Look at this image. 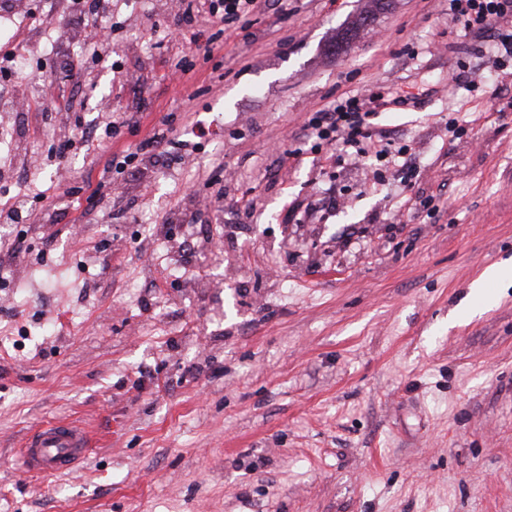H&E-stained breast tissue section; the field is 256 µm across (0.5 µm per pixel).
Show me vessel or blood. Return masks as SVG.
Returning <instances> with one entry per match:
<instances>
[{
    "label": "vessel or blood",
    "instance_id": "b4317fda",
    "mask_svg": "<svg viewBox=\"0 0 512 512\" xmlns=\"http://www.w3.org/2000/svg\"><path fill=\"white\" fill-rule=\"evenodd\" d=\"M89 448L90 439L83 428L70 422H50L25 442L23 464L45 475L63 474L72 470Z\"/></svg>",
    "mask_w": 512,
    "mask_h": 512
}]
</instances>
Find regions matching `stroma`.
Listing matches in <instances>:
<instances>
[{"label": "stroma", "mask_w": 512, "mask_h": 512, "mask_svg": "<svg viewBox=\"0 0 512 512\" xmlns=\"http://www.w3.org/2000/svg\"><path fill=\"white\" fill-rule=\"evenodd\" d=\"M11 2L0 49L28 71L0 78V203L29 212L23 250L0 223V512H512L493 32L386 0L337 50L370 0H262L225 28L200 0L182 31L177 0H112L97 51L69 0ZM351 94L384 158L305 138ZM164 123L165 164L137 151ZM48 421L93 438L72 473L23 466Z\"/></svg>", "instance_id": "obj_1"}]
</instances>
